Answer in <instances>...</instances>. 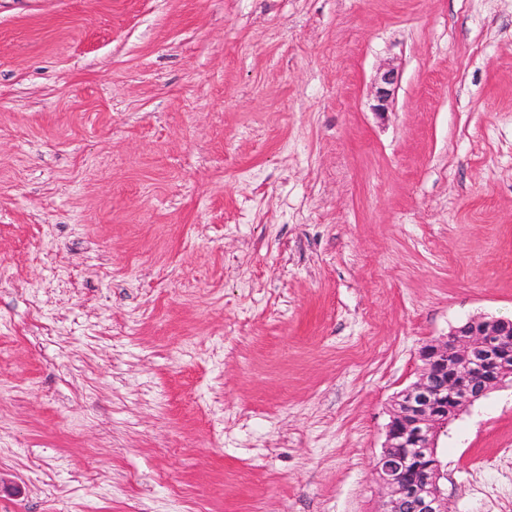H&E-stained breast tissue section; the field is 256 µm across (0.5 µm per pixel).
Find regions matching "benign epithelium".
Instances as JSON below:
<instances>
[{"instance_id": "7a95c632", "label": "benign epithelium", "mask_w": 512, "mask_h": 512, "mask_svg": "<svg viewBox=\"0 0 512 512\" xmlns=\"http://www.w3.org/2000/svg\"><path fill=\"white\" fill-rule=\"evenodd\" d=\"M398 72L379 73L373 110L385 112ZM415 382L389 408L386 440L375 471L387 490L384 512H448L440 486V435L448 423L490 391L512 384V319L472 318L444 340L419 350Z\"/></svg>"}]
</instances>
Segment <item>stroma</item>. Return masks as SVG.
Here are the masks:
<instances>
[{
	"label": "stroma",
	"instance_id": "1",
	"mask_svg": "<svg viewBox=\"0 0 512 512\" xmlns=\"http://www.w3.org/2000/svg\"><path fill=\"white\" fill-rule=\"evenodd\" d=\"M478 317L512 0H0V512H383L391 400ZM439 445L448 512H512V386ZM398 78V72L394 69H387L379 73L373 88L374 112H386L388 110Z\"/></svg>",
	"mask_w": 512,
	"mask_h": 512
}]
</instances>
